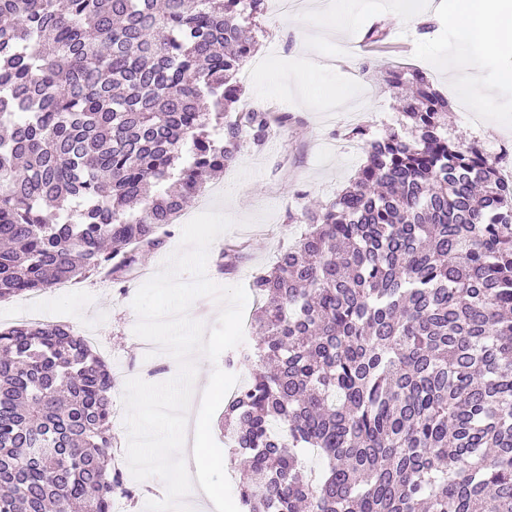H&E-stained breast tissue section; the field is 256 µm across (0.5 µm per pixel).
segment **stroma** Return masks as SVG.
Wrapping results in <instances>:
<instances>
[{
  "label": "stroma",
  "instance_id": "35a3bbf8",
  "mask_svg": "<svg viewBox=\"0 0 512 512\" xmlns=\"http://www.w3.org/2000/svg\"><path fill=\"white\" fill-rule=\"evenodd\" d=\"M414 2V13L432 22L430 32L394 17L393 0H347L355 22L341 37L326 33L312 14L317 6L335 10L334 0H299L296 12H268L258 19L255 56L264 60L265 67L244 83L240 105L287 112L288 128L262 152L243 149L236 166L213 181L223 191L216 208L235 222L227 238L248 240L250 250L235 268L220 271L213 262L219 250L211 248L212 262L206 272L212 281L222 286L248 284L256 272L275 261L283 246L299 236L301 227L289 222V215L297 213L304 201H329L350 185L365 161L363 149L351 146L355 127L366 128L373 137L398 128L402 90L387 80L394 60L422 70L447 98L452 142L475 143L489 152L504 138L512 139V79H504L499 57L479 43L461 42L457 30L448 24L446 17L459 10L460 0H441L436 11L429 9L428 0ZM375 25L383 29L386 41L400 45L398 56L366 53L365 34ZM311 53L320 55L324 66L302 89L294 77L305 68ZM462 54L478 60V77L490 98L491 110L484 113L478 127L467 119L470 105L458 93L464 75L451 68ZM364 82L370 84L373 94L366 112L355 119L347 108L357 86ZM307 94L318 99L319 108L304 107ZM181 234V225H172L165 245L145 255L144 271L132 273L128 281L118 284L93 275L67 291L45 293V304L74 331L96 329L102 349L126 364L133 376L152 384L174 377L178 366L164 352L153 357L154 365L164 368V375L142 373L145 354L133 332L137 315L132 301L148 275L156 274L179 248Z\"/></svg>",
  "mask_w": 512,
  "mask_h": 512
}]
</instances>
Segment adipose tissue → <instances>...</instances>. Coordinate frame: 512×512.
Listing matches in <instances>:
<instances>
[{"mask_svg":"<svg viewBox=\"0 0 512 512\" xmlns=\"http://www.w3.org/2000/svg\"><path fill=\"white\" fill-rule=\"evenodd\" d=\"M449 24L463 39L484 43L487 50L507 60V77H512V0H463Z\"/></svg>","mask_w":512,"mask_h":512,"instance_id":"adipose-tissue-1","label":"adipose tissue"}]
</instances>
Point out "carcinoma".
I'll return each mask as SVG.
<instances>
[{"label": "carcinoma", "instance_id": "carcinoma-1", "mask_svg": "<svg viewBox=\"0 0 512 512\" xmlns=\"http://www.w3.org/2000/svg\"><path fill=\"white\" fill-rule=\"evenodd\" d=\"M265 0H0V302L162 245L211 173L288 116L231 113ZM366 160L250 282L256 365L224 406L244 512H512V183L443 133ZM114 377L69 327L0 329V512H112ZM322 458L308 471L302 454Z\"/></svg>", "mask_w": 512, "mask_h": 512}]
</instances>
